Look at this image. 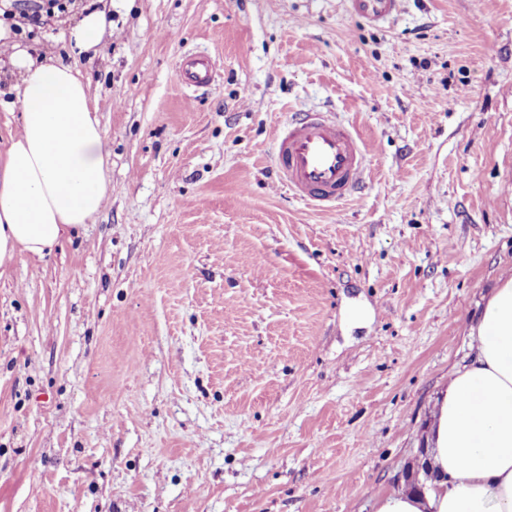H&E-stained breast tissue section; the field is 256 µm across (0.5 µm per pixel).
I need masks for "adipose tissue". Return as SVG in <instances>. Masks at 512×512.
Segmentation results:
<instances>
[{
  "instance_id": "1",
  "label": "adipose tissue",
  "mask_w": 512,
  "mask_h": 512,
  "mask_svg": "<svg viewBox=\"0 0 512 512\" xmlns=\"http://www.w3.org/2000/svg\"><path fill=\"white\" fill-rule=\"evenodd\" d=\"M111 28L105 10L88 12L70 31L72 52L96 51ZM8 62L21 131L0 159V268L44 258L98 213L109 156L79 71L23 51ZM470 334L475 358L449 378L430 426L429 479L380 496L376 512H512V276Z\"/></svg>"
}]
</instances>
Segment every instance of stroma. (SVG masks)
<instances>
[{
  "label": "stroma",
  "instance_id": "1",
  "mask_svg": "<svg viewBox=\"0 0 512 512\" xmlns=\"http://www.w3.org/2000/svg\"><path fill=\"white\" fill-rule=\"evenodd\" d=\"M96 2L11 37L88 79L110 157L99 213L0 272V512H375L512 272V0L379 26L342 0H108L111 38L71 55ZM306 111L364 141L359 201L280 183ZM181 70L186 84L196 89L208 87L215 77L210 61L202 56L185 59Z\"/></svg>",
  "mask_w": 512,
  "mask_h": 512
}]
</instances>
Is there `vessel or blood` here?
Instances as JSON below:
<instances>
[{"mask_svg":"<svg viewBox=\"0 0 512 512\" xmlns=\"http://www.w3.org/2000/svg\"><path fill=\"white\" fill-rule=\"evenodd\" d=\"M347 11L368 23L396 18L402 0H344ZM187 85L208 87L215 74L202 56L185 59ZM274 164L281 182L294 196L321 210L357 200L366 183L370 159L364 143L349 126L325 112H305L282 126L276 137Z\"/></svg>","mask_w":512,"mask_h":512,"instance_id":"1","label":"vessel or blood"}]
</instances>
